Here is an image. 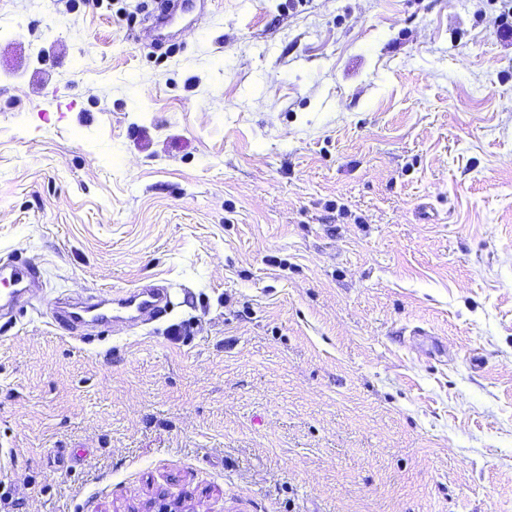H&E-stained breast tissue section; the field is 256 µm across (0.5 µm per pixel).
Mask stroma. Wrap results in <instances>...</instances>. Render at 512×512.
<instances>
[{
	"instance_id": "35a3bbf8",
	"label": "stroma",
	"mask_w": 512,
	"mask_h": 512,
	"mask_svg": "<svg viewBox=\"0 0 512 512\" xmlns=\"http://www.w3.org/2000/svg\"><path fill=\"white\" fill-rule=\"evenodd\" d=\"M111 2L0 0V512H512V0ZM40 276L34 265L17 257H8L0 261V281L12 290L6 294V303H15L30 288H40ZM139 289L113 299L112 315L102 310L100 304L82 306L78 302L69 303L73 311H63L55 319L58 327L73 333L79 326L112 322L117 324L120 318L151 321L167 315L174 305L171 288L165 284L147 283Z\"/></svg>"
}]
</instances>
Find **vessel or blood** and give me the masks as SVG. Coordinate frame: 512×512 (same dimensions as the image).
<instances>
[{
    "label": "vessel or blood",
    "mask_w": 512,
    "mask_h": 512,
    "mask_svg": "<svg viewBox=\"0 0 512 512\" xmlns=\"http://www.w3.org/2000/svg\"><path fill=\"white\" fill-rule=\"evenodd\" d=\"M0 284L8 286L7 303H15L30 289L39 287L37 270L31 263L16 257L0 260ZM173 305L168 285L147 283L118 299L113 300L111 311H103L101 305L73 303L71 310L61 312L56 318L58 327L74 331L92 322L119 323L121 318L150 321L167 315Z\"/></svg>",
    "instance_id": "obj_1"
}]
</instances>
